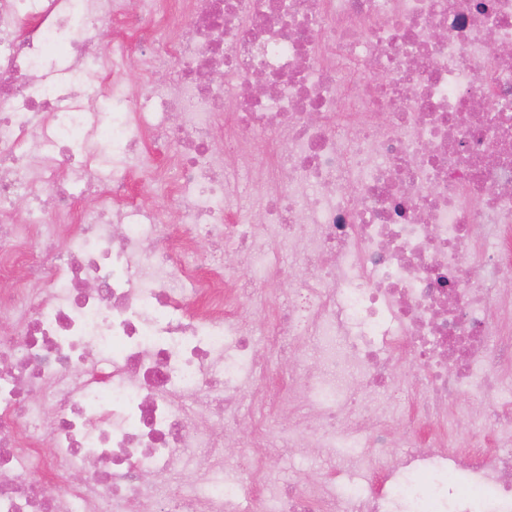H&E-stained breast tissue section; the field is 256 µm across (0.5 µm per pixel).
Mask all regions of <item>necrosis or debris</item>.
<instances>
[{"label": "necrosis or debris", "instance_id": "obj_1", "mask_svg": "<svg viewBox=\"0 0 512 512\" xmlns=\"http://www.w3.org/2000/svg\"><path fill=\"white\" fill-rule=\"evenodd\" d=\"M125 15L0 0V512H512V0H142L151 36L104 43ZM149 137L180 208L128 194ZM284 251L313 275L248 329ZM285 353L288 445L340 468L204 467ZM227 178L241 196L244 204L256 209L262 203L261 182L257 176L247 177L233 170L227 171Z\"/></svg>", "mask_w": 512, "mask_h": 512}]
</instances>
